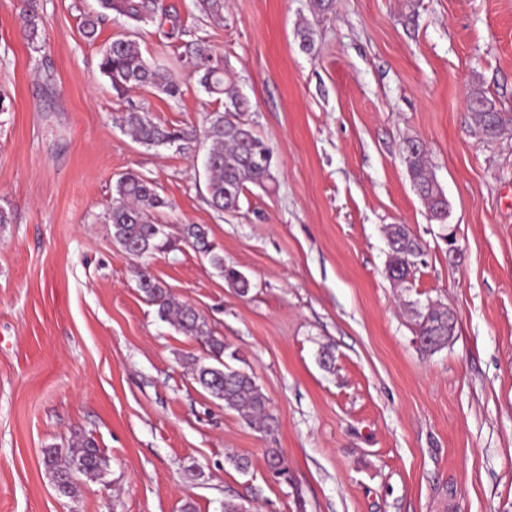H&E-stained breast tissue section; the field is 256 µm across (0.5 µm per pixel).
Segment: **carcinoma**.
I'll use <instances>...</instances> for the list:
<instances>
[{
    "mask_svg": "<svg viewBox=\"0 0 512 512\" xmlns=\"http://www.w3.org/2000/svg\"><path fill=\"white\" fill-rule=\"evenodd\" d=\"M98 10L85 15L82 30L88 39L96 36L98 26L110 15H118L135 23L148 24L157 18L156 0H97ZM21 26L29 41L39 36L40 17L35 12L21 16ZM187 75L197 78L198 84L211 97L224 101V110L212 113L204 129V140L209 143L206 157L209 179L207 190L210 203L222 212H235L246 184L264 187L272 179L273 150L257 136L242 114L249 109L248 101L232 86L224 84V58L211 48L198 42L185 46L179 57ZM100 73L106 77L112 91L119 97L133 87H150L172 99L182 95L183 78L160 63L143 56L138 42L131 36L118 37L103 51ZM468 111L477 119L483 136L494 140L512 133V114L498 108L496 102L484 94L467 99ZM125 125L133 140L154 147L186 142L192 133L185 129H172L154 122L140 112H130ZM406 163L413 187L430 201L433 219L444 222L448 214L443 209L448 203L435 198L438 188L430 173L425 149L415 141L406 144ZM167 206L156 185L143 176L129 172L121 176L114 187L112 206L106 221L112 225L116 242L142 243L152 255L172 247L163 225L158 223L157 212ZM392 276L406 282L416 264L415 253L419 242L403 225H395L390 232ZM181 240L209 258L213 265L244 297L250 280L240 271L224 266V256L215 251L207 228L202 224H187ZM138 286L146 299L156 307L158 317L171 323L180 333L200 340L208 349V362H196L192 373L196 382L211 397L224 401V406L240 412L258 430L272 433L275 418L269 412V399L253 377L226 366L224 357L237 358L224 339L212 334L205 318L191 305L177 301L169 290L147 271H137ZM417 337L419 348L436 352L448 345V311L429 306L420 314ZM43 462L55 485L64 497L73 498L78 492L76 478L88 482L100 480L109 467L107 458L95 439L75 436L67 453L56 448L44 450ZM267 465L278 478L288 479V466L275 448L267 453Z\"/></svg>",
    "mask_w": 512,
    "mask_h": 512,
    "instance_id": "obj_1",
    "label": "carcinoma"
}]
</instances>
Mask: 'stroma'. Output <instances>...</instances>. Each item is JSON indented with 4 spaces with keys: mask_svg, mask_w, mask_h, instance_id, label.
<instances>
[{
    "mask_svg": "<svg viewBox=\"0 0 512 512\" xmlns=\"http://www.w3.org/2000/svg\"><path fill=\"white\" fill-rule=\"evenodd\" d=\"M168 26L141 27L150 58L202 41L247 97L273 149V181L232 214L209 203L207 143L144 147L120 119L148 112L202 129L219 104L196 79L180 98H119L100 53L129 31L96 0H0V512H512V134L489 141L466 109L485 93L512 113V0H158ZM41 17L33 50L20 15ZM309 29L312 50L301 45ZM420 140L448 201L430 219L404 161ZM153 181L178 248L121 252L104 216L112 187ZM203 224L247 296L181 244ZM424 255L388 278L387 229ZM454 232L457 253L444 234ZM147 266L194 306L268 396L260 432L193 379L207 352L162 322L140 292ZM438 303L447 347L415 342L413 307ZM93 437L110 466L59 496L43 451ZM279 449L287 480L266 464ZM247 458L248 471L229 456Z\"/></svg>",
    "mask_w": 512,
    "mask_h": 512,
    "instance_id": "35a3bbf8",
    "label": "stroma"
}]
</instances>
